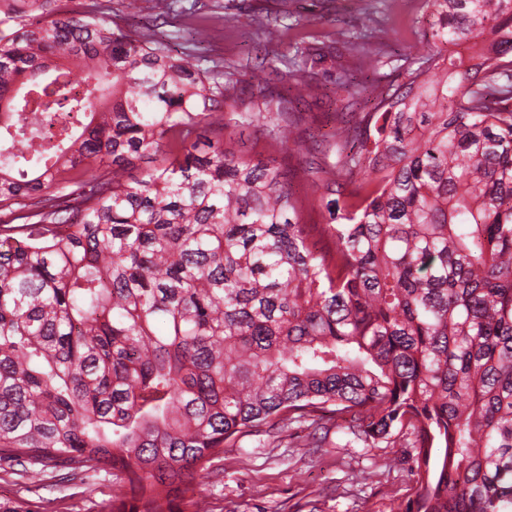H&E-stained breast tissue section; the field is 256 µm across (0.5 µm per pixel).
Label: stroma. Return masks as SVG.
Wrapping results in <instances>:
<instances>
[{"instance_id": "35a3bbf8", "label": "stroma", "mask_w": 512, "mask_h": 512, "mask_svg": "<svg viewBox=\"0 0 512 512\" xmlns=\"http://www.w3.org/2000/svg\"><path fill=\"white\" fill-rule=\"evenodd\" d=\"M274 0H183L194 7L195 26L205 27L203 40H196L185 20L174 17L156 26L158 37L174 51L194 49L207 62H234L246 80L272 81L273 74L261 61L265 42L250 26L252 11ZM239 15L236 29L226 30L216 19L225 4ZM293 19L278 25L279 48L303 37L323 36L337 27L360 26L365 12L388 18L394 34L387 51L405 53L422 38L433 22L424 0H288ZM344 91L333 80H324L320 98L296 93L300 108L314 112V136L332 132L334 113L343 105ZM326 436L317 447L292 448L287 441L261 434L245 438L241 447L225 449L208 473L196 477L189 497L202 503L206 512H398L413 491L409 473L412 449L402 445L367 448L354 441L339 420L326 421ZM124 483L105 474L82 475L71 482L53 478L31 482L0 471V502L40 512L46 500H54L57 512H111L113 497L123 495Z\"/></svg>"}]
</instances>
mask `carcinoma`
<instances>
[{
    "mask_svg": "<svg viewBox=\"0 0 512 512\" xmlns=\"http://www.w3.org/2000/svg\"><path fill=\"white\" fill-rule=\"evenodd\" d=\"M54 2L0 0V455L114 476L112 512H201L224 449L336 417L415 449L401 512H512V0H426L402 83L321 142L284 90L336 47L276 49L287 0L252 18L277 85L247 90L125 28L140 0ZM389 32L336 35L376 74ZM52 112L83 122L46 146Z\"/></svg>",
    "mask_w": 512,
    "mask_h": 512,
    "instance_id": "carcinoma-1",
    "label": "carcinoma"
}]
</instances>
